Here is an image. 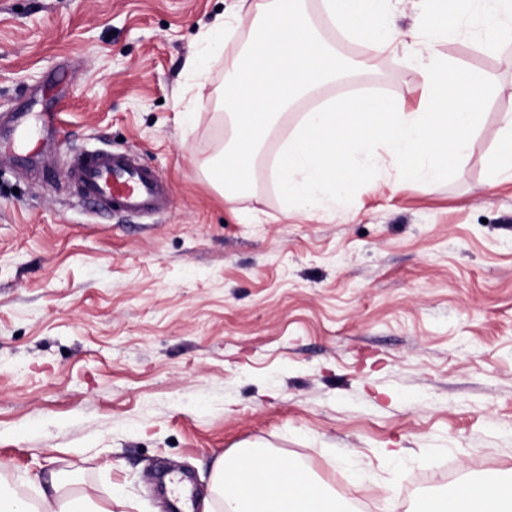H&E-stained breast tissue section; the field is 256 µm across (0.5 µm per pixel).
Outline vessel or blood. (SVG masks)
Wrapping results in <instances>:
<instances>
[{"mask_svg": "<svg viewBox=\"0 0 512 512\" xmlns=\"http://www.w3.org/2000/svg\"><path fill=\"white\" fill-rule=\"evenodd\" d=\"M68 176L83 198L107 211L153 213L168 203L163 181L128 155L86 153Z\"/></svg>", "mask_w": 512, "mask_h": 512, "instance_id": "vessel-or-blood-1", "label": "vessel or blood"}]
</instances>
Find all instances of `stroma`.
Here are the masks:
<instances>
[{
    "label": "stroma",
    "mask_w": 512,
    "mask_h": 512,
    "mask_svg": "<svg viewBox=\"0 0 512 512\" xmlns=\"http://www.w3.org/2000/svg\"><path fill=\"white\" fill-rule=\"evenodd\" d=\"M239 0H0V128L28 115L35 170L0 140V482L56 472L112 512H166L182 473L202 512L214 464L246 445L301 463L352 512H408L512 470V179L496 177L512 43L435 55L495 91L456 176L352 203L286 206L263 145L234 205L211 176L227 135L224 60L251 40ZM298 99L280 132L365 86L419 103L416 45ZM57 130L40 131L42 113ZM137 153L161 213L99 210L67 173ZM387 448L401 449L387 459Z\"/></svg>",
    "instance_id": "35a3bbf8"
}]
</instances>
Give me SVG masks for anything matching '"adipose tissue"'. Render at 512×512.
I'll use <instances>...</instances> for the list:
<instances>
[{"instance_id":"adipose-tissue-1","label":"adipose tissue","mask_w":512,"mask_h":512,"mask_svg":"<svg viewBox=\"0 0 512 512\" xmlns=\"http://www.w3.org/2000/svg\"><path fill=\"white\" fill-rule=\"evenodd\" d=\"M249 11V58L233 56L224 62V110L231 135L218 152L214 177L223 183L228 205L246 187L256 155L290 105L364 66L340 57L321 38L304 0H255ZM211 491L221 512H345L300 464L264 457L252 447L217 461ZM0 512L94 511L88 493L67 490L52 475L32 502L0 487ZM410 512H512V477L449 485L437 497L415 503Z\"/></svg>"}]
</instances>
